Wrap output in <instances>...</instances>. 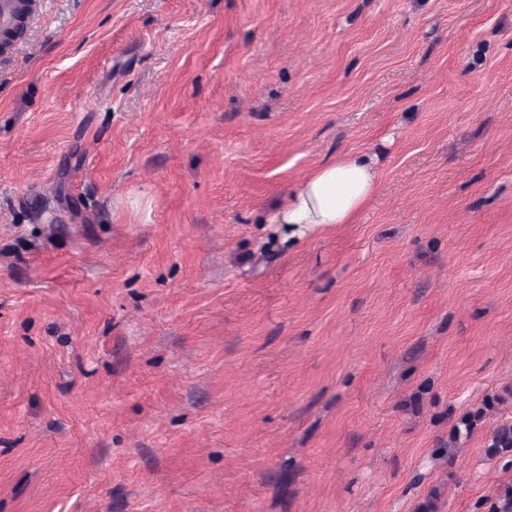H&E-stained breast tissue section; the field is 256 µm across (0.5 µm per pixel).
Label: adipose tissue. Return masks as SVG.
I'll list each match as a JSON object with an SVG mask.
<instances>
[{
	"label": "adipose tissue",
	"instance_id": "ef3b65f1",
	"mask_svg": "<svg viewBox=\"0 0 512 512\" xmlns=\"http://www.w3.org/2000/svg\"><path fill=\"white\" fill-rule=\"evenodd\" d=\"M378 169L364 154L345 155L316 168L271 216L291 236L317 228L349 224L364 209L378 183Z\"/></svg>",
	"mask_w": 512,
	"mask_h": 512
}]
</instances>
